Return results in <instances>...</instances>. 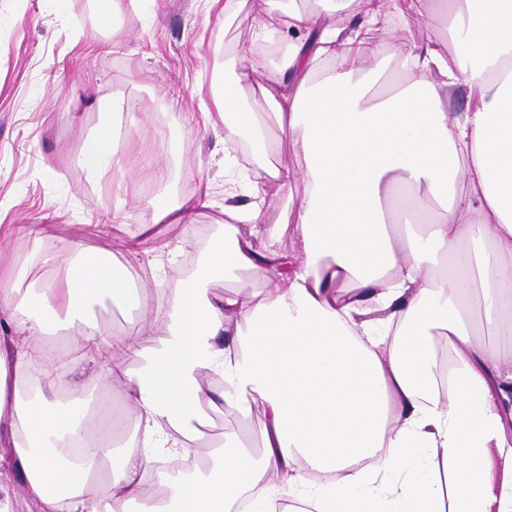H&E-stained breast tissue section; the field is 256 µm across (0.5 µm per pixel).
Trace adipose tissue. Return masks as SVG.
I'll return each mask as SVG.
<instances>
[{
  "label": "adipose tissue",
  "mask_w": 512,
  "mask_h": 512,
  "mask_svg": "<svg viewBox=\"0 0 512 512\" xmlns=\"http://www.w3.org/2000/svg\"><path fill=\"white\" fill-rule=\"evenodd\" d=\"M318 2L336 23L248 58L271 121L242 103L240 80L216 99L225 140L258 152L249 179L225 162L224 192L246 182L252 201L225 205L146 325L98 331L95 308L130 302L129 282L79 243L40 293L0 281V426L29 512H512V0H370L366 26L418 18L427 32L384 92L379 69L355 75L360 33L339 19L351 0ZM308 20L306 0H288L256 10L252 31L267 43ZM461 89L470 105L455 115ZM116 120L84 145L90 174L112 166ZM273 124L296 172L268 161ZM270 178L297 195L296 223H271ZM422 192L437 210L405 250L393 219ZM231 271L256 288L212 293ZM90 349L125 380L128 449L88 437L102 399L59 395ZM219 399L262 406L259 447L234 433L180 472Z\"/></svg>",
  "instance_id": "obj_1"
}]
</instances>
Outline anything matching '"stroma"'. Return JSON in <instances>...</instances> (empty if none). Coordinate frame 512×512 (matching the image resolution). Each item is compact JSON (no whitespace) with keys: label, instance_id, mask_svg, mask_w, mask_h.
Segmentation results:
<instances>
[{"label":"stroma","instance_id":"35a3bbf8","mask_svg":"<svg viewBox=\"0 0 512 512\" xmlns=\"http://www.w3.org/2000/svg\"><path fill=\"white\" fill-rule=\"evenodd\" d=\"M260 2L244 0L228 16L212 0H0V220L46 228L38 241L0 240V272L33 261L34 285L46 287L56 271L39 257L64 256L71 241L125 266L137 283L160 241L204 254L202 229L224 221L221 163L235 146L201 112L243 71ZM107 112L130 126L116 134L119 166L92 176L81 151ZM196 192L212 206L184 224H155L158 194L175 203ZM117 211L127 223L155 224L156 236L132 245L111 228ZM73 379L126 403L95 352Z\"/></svg>","mask_w":512,"mask_h":512}]
</instances>
